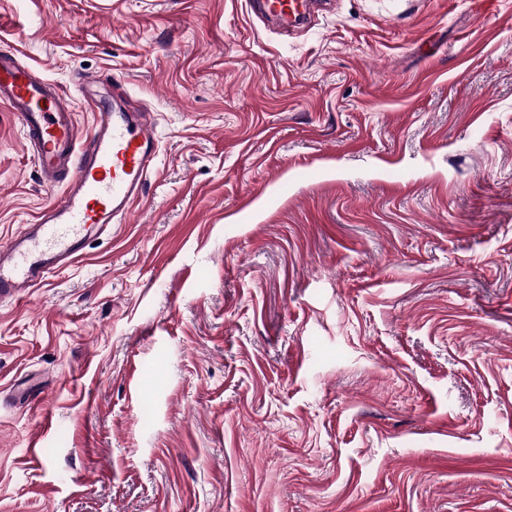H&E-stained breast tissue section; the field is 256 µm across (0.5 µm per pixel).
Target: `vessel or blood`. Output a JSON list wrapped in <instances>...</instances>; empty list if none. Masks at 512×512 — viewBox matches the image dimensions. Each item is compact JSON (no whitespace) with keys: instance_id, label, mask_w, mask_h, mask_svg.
<instances>
[{"instance_id":"obj_1","label":"vessel or blood","mask_w":512,"mask_h":512,"mask_svg":"<svg viewBox=\"0 0 512 512\" xmlns=\"http://www.w3.org/2000/svg\"><path fill=\"white\" fill-rule=\"evenodd\" d=\"M311 2L248 0L256 17L283 30L308 26ZM100 82L99 75L88 73L77 84L95 109V125L86 133L76 122L72 99L37 74L21 52L0 55V105L20 122L45 186H65L60 199L0 245L1 302L24 299L75 262L89 233L123 223L156 164L152 110L144 105L126 112L103 104L94 94Z\"/></svg>"}]
</instances>
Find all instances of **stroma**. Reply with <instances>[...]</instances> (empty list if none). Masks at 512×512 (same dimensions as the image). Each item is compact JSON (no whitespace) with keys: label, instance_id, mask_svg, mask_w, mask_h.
Here are the masks:
<instances>
[{"label":"stroma","instance_id":"stroma-1","mask_svg":"<svg viewBox=\"0 0 512 512\" xmlns=\"http://www.w3.org/2000/svg\"><path fill=\"white\" fill-rule=\"evenodd\" d=\"M154 112L126 223L0 304V512H512V0H0ZM0 107V243L49 205ZM319 0H249V8L264 23H273L288 32V27L304 28L311 22L310 4Z\"/></svg>","mask_w":512,"mask_h":512}]
</instances>
